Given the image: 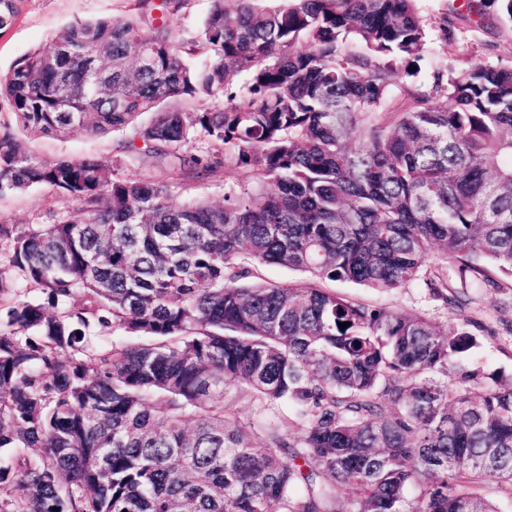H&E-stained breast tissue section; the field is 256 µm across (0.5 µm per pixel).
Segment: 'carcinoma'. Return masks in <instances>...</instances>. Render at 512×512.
Returning a JSON list of instances; mask_svg holds the SVG:
<instances>
[{
    "label": "carcinoma",
    "instance_id": "cac0c4a2",
    "mask_svg": "<svg viewBox=\"0 0 512 512\" xmlns=\"http://www.w3.org/2000/svg\"><path fill=\"white\" fill-rule=\"evenodd\" d=\"M234 2L181 43L76 22L0 73L25 131L127 130L119 150L167 173L42 163L0 129V196L73 203L0 224V512H499L481 490L512 493V374L470 362L468 286L512 292V67L400 96L425 46L414 0ZM198 95L224 107H161ZM229 161L223 203L171 204ZM270 264L305 279L253 280ZM325 281L418 282L452 322Z\"/></svg>",
    "mask_w": 512,
    "mask_h": 512
}]
</instances>
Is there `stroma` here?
I'll list each match as a JSON object with an SVG mask.
<instances>
[{
	"mask_svg": "<svg viewBox=\"0 0 512 512\" xmlns=\"http://www.w3.org/2000/svg\"><path fill=\"white\" fill-rule=\"evenodd\" d=\"M18 14L0 30V70H7L28 52L49 43L65 26L94 18L151 20L157 14L142 0H16ZM465 0H415V8L425 30V52L417 65L416 76L398 74L397 86L429 89L439 70L459 71L477 66H512V24L504 22L496 8L485 10L484 17L469 13ZM125 131L95 134L76 130L63 137L24 136L27 152L41 162L59 159H94L111 167L117 176L132 180L163 177L161 168L137 155L117 151ZM241 172L226 163L207 179L184 186H172L171 202L179 205L191 198L222 201L228 189L237 187ZM65 201L42 187L0 197V222L6 224H45L50 213L63 212ZM335 289L349 297L384 304L426 315L439 325H447L451 314L442 301L418 285L389 292H376L348 283ZM472 307L478 318L497 338L484 339L473 354L474 364L487 370L505 369L512 373V359L504 356L501 345L511 341L501 331L502 323L512 320V296L492 288L471 290Z\"/></svg>",
	"mask_w": 512,
	"mask_h": 512,
	"instance_id": "1",
	"label": "stroma"
}]
</instances>
